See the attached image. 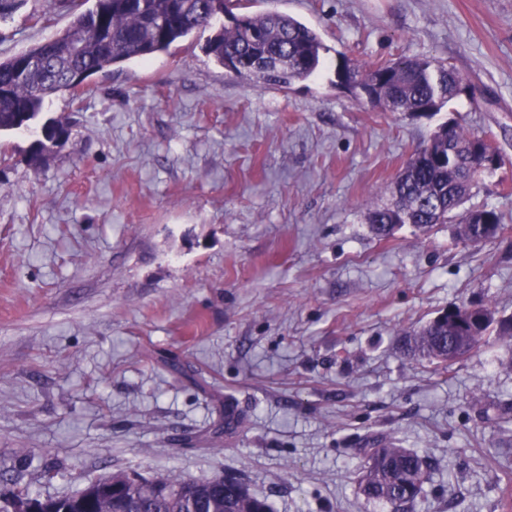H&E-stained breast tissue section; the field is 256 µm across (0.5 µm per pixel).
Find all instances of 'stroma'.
<instances>
[{
    "label": "stroma",
    "mask_w": 512,
    "mask_h": 512,
    "mask_svg": "<svg viewBox=\"0 0 512 512\" xmlns=\"http://www.w3.org/2000/svg\"><path fill=\"white\" fill-rule=\"evenodd\" d=\"M314 28L324 69L288 89L228 74L197 34L46 100L72 125L40 168L0 136V493L106 474L245 479L273 512H387L357 489L369 434L424 456L415 512H508L512 353L450 373L400 336L453 303L512 316V0H247ZM79 0H16L0 59ZM452 66L473 89L431 118L336 84L338 54ZM456 121L501 167L477 204L509 228L388 238L367 223L416 146ZM244 423L218 433L225 407Z\"/></svg>",
    "instance_id": "obj_1"
}]
</instances>
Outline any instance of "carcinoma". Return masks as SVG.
Masks as SVG:
<instances>
[{"label": "carcinoma", "mask_w": 512, "mask_h": 512, "mask_svg": "<svg viewBox=\"0 0 512 512\" xmlns=\"http://www.w3.org/2000/svg\"><path fill=\"white\" fill-rule=\"evenodd\" d=\"M94 0L92 7L73 14L54 38L38 43L25 54L36 61L26 76H15L19 60H0V134L18 129L22 120L34 122L42 114L45 97L70 93V74L76 69L97 73L127 61L167 53L195 33L213 30L206 52L221 67L230 57L239 59L233 75L257 87L288 88L317 74L330 49L319 34L296 18L277 12L238 13L231 22L215 26L214 0H143L133 9L129 0ZM349 91L383 112H403L415 118L430 117L460 96L465 87L455 69L437 61L399 58L371 64L344 61ZM477 138L456 122L441 124L430 139L418 146L398 176L391 205L373 209L368 220L382 238L401 224L422 232L450 218H459L460 241L486 243L504 231L502 216L476 205L465 207L481 189L482 175L466 169L461 158L450 169L448 141L471 144ZM456 317L437 316L407 333L406 350L448 373L460 359L481 348L488 337L512 349V316L495 318L483 326L456 323L466 317L469 305L454 304ZM360 449L363 463L358 488L363 496L401 512H414L428 480L429 463L417 452L372 438ZM111 484L115 491L96 490L91 512H272L267 498L254 494L235 476L185 480L177 475L145 478L127 472L104 475L94 484ZM83 491L58 497L56 512H81Z\"/></svg>", "instance_id": "obj_1"}]
</instances>
